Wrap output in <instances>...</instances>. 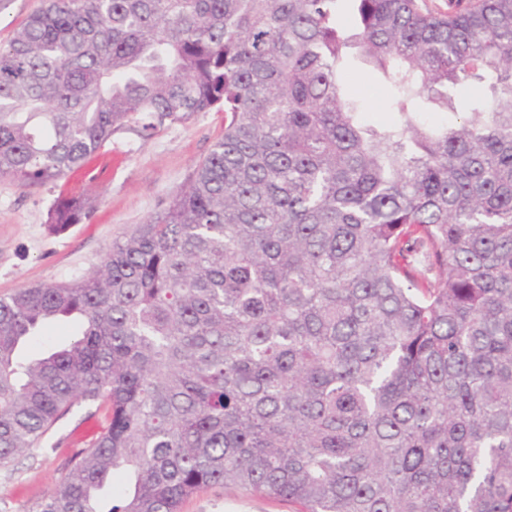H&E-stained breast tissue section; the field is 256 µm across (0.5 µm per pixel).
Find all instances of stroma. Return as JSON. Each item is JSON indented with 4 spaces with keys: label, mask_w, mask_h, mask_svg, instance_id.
I'll list each match as a JSON object with an SVG mask.
<instances>
[{
    "label": "stroma",
    "mask_w": 512,
    "mask_h": 512,
    "mask_svg": "<svg viewBox=\"0 0 512 512\" xmlns=\"http://www.w3.org/2000/svg\"><path fill=\"white\" fill-rule=\"evenodd\" d=\"M343 81L364 123L391 121L385 102L389 82L371 64L350 60ZM224 134V115L198 112L166 122L150 138L131 128L114 133L104 150L66 179L26 188L0 179V297L35 284L68 283L88 274L114 238L146 222L183 191L196 166ZM85 193L94 208L61 233L49 228L56 203ZM74 409L46 435L43 445L0 469V512H24L47 494L77 448L76 428L85 416ZM285 499L243 494L220 485L185 501L181 512H298Z\"/></svg>",
    "instance_id": "stroma-1"
}]
</instances>
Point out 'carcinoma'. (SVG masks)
Returning a JSON list of instances; mask_svg holds the SVG:
<instances>
[{
    "label": "carcinoma",
    "instance_id": "obj_1",
    "mask_svg": "<svg viewBox=\"0 0 512 512\" xmlns=\"http://www.w3.org/2000/svg\"><path fill=\"white\" fill-rule=\"evenodd\" d=\"M48 0L0 44V178L224 113L190 184L91 272L0 298V468L97 430L26 512H512V0ZM392 87L361 123L350 51ZM482 96L450 125L435 106ZM81 194L50 223L79 224ZM68 342L22 344L53 320ZM300 506L286 499L243 494L214 485L185 501L181 512H297Z\"/></svg>",
    "mask_w": 512,
    "mask_h": 512
}]
</instances>
